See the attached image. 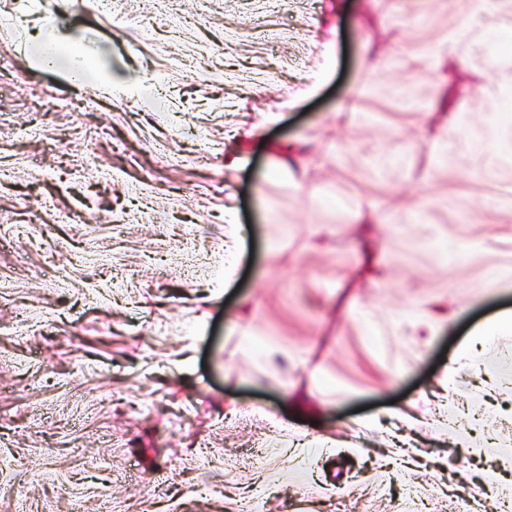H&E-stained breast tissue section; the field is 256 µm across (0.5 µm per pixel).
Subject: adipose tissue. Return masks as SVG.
I'll list each match as a JSON object with an SVG mask.
<instances>
[{
    "label": "adipose tissue",
    "instance_id": "1",
    "mask_svg": "<svg viewBox=\"0 0 512 512\" xmlns=\"http://www.w3.org/2000/svg\"><path fill=\"white\" fill-rule=\"evenodd\" d=\"M504 0H461V19L449 29L438 54L445 62L463 56L466 52L492 40L494 36L512 34V9L503 7ZM32 57L41 70L65 67L70 80L84 84L96 78L100 85L122 90L127 80L113 76L94 63L95 50L81 36L61 37L46 33L33 40ZM512 133V127L503 124L498 114L488 119L472 133L463 135L453 121H443L430 136L433 151L439 155L490 152L499 141Z\"/></svg>",
    "mask_w": 512,
    "mask_h": 512
}]
</instances>
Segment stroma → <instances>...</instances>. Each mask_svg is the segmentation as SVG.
I'll return each instance as SVG.
<instances>
[{"label":"stroma","mask_w":512,"mask_h":512,"mask_svg":"<svg viewBox=\"0 0 512 512\" xmlns=\"http://www.w3.org/2000/svg\"><path fill=\"white\" fill-rule=\"evenodd\" d=\"M332 16L335 60L288 106ZM459 18V0L339 17L333 0H0V512H237L255 495L264 512H512V334L477 333L512 313V159L486 180L427 141L435 113L484 120L502 64L479 48L436 68ZM56 25L142 91L33 69L29 35ZM379 39L410 66L372 71ZM355 90L342 165L271 178L274 151L346 135ZM364 198L382 203L370 224ZM228 206L245 235L229 284Z\"/></svg>","instance_id":"obj_1"}]
</instances>
